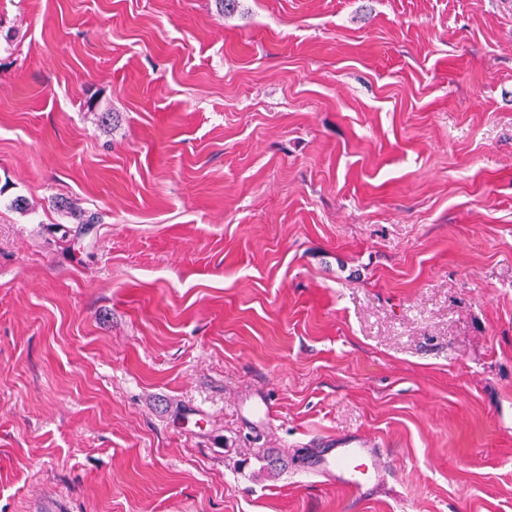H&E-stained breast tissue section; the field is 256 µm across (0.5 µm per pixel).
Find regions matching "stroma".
<instances>
[{
	"label": "stroma",
	"mask_w": 512,
	"mask_h": 512,
	"mask_svg": "<svg viewBox=\"0 0 512 512\" xmlns=\"http://www.w3.org/2000/svg\"><path fill=\"white\" fill-rule=\"evenodd\" d=\"M0 512H512V0H0ZM316 448L302 450V468L326 482L337 483L353 496L367 495L389 476L381 449L360 434L329 436Z\"/></svg>",
	"instance_id": "stroma-1"
}]
</instances>
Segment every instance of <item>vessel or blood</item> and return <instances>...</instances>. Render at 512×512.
Masks as SVG:
<instances>
[{
	"mask_svg": "<svg viewBox=\"0 0 512 512\" xmlns=\"http://www.w3.org/2000/svg\"><path fill=\"white\" fill-rule=\"evenodd\" d=\"M302 467L312 475L346 488L353 496L367 495L389 475L377 443L359 434L322 438L303 449Z\"/></svg>",
	"mask_w": 512,
	"mask_h": 512,
	"instance_id": "obj_1",
	"label": "vessel or blood"
}]
</instances>
